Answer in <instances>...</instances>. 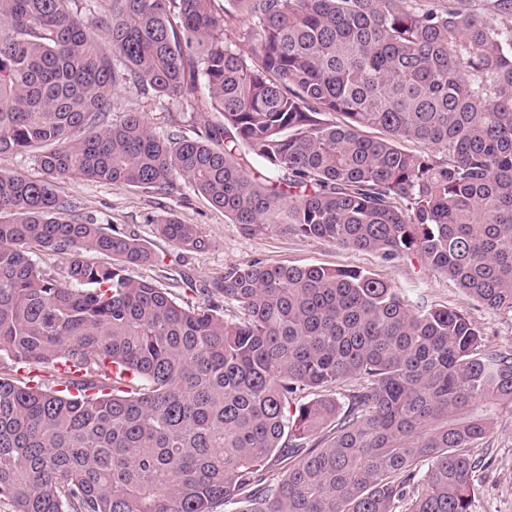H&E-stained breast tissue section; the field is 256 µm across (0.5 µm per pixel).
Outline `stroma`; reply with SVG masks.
<instances>
[{"mask_svg":"<svg viewBox=\"0 0 512 512\" xmlns=\"http://www.w3.org/2000/svg\"><path fill=\"white\" fill-rule=\"evenodd\" d=\"M114 100L122 107L145 112L158 134L195 135L189 111L178 101L145 99L131 88L119 90ZM55 186L71 215L141 239L157 262L131 267L130 276L156 281L179 304H208L213 279L231 266L258 262L266 266L357 269L390 284L412 306L464 309L480 329L487 347L512 350V315L491 312L479 302L465 299L455 281L419 256L388 261L371 251L300 237L287 224H264L247 231L189 188L176 196H164L149 189L82 179H59ZM168 211L183 223L200 225L210 242L209 249L200 255H187L163 238L157 220ZM482 446L491 464L476 485V512H512V409L500 410Z\"/></svg>","mask_w":512,"mask_h":512,"instance_id":"1","label":"stroma"}]
</instances>
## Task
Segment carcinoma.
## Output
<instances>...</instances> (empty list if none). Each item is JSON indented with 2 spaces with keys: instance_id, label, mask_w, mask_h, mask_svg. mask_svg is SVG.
Here are the masks:
<instances>
[{
  "instance_id": "obj_1",
  "label": "carcinoma",
  "mask_w": 512,
  "mask_h": 512,
  "mask_svg": "<svg viewBox=\"0 0 512 512\" xmlns=\"http://www.w3.org/2000/svg\"><path fill=\"white\" fill-rule=\"evenodd\" d=\"M126 86L193 98L196 137L134 108L109 121ZM6 152L52 178L187 185L247 231L418 255L512 314V0H0ZM65 210L51 181L0 172L13 512H212L244 493L242 512H475L490 465L475 444L512 407V351L485 347L464 310L414 308L356 269L259 264L183 306L126 274L153 261L136 235ZM157 224L209 247L197 224ZM12 363L82 374L48 391ZM343 382L342 412L328 391ZM277 455L295 464L272 482Z\"/></svg>"
}]
</instances>
